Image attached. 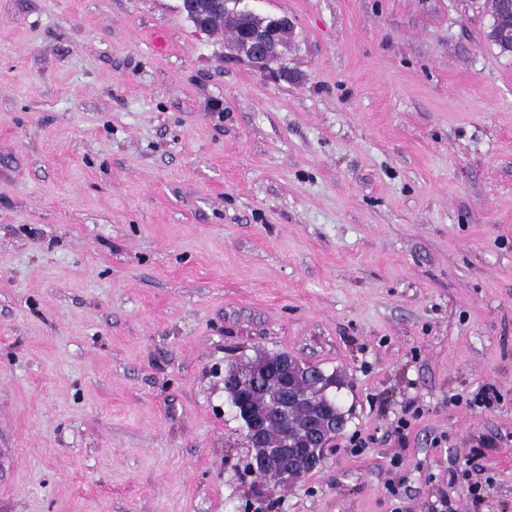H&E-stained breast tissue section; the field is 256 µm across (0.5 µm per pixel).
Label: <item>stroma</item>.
I'll use <instances>...</instances> for the list:
<instances>
[{"label":"stroma","mask_w":512,"mask_h":512,"mask_svg":"<svg viewBox=\"0 0 512 512\" xmlns=\"http://www.w3.org/2000/svg\"><path fill=\"white\" fill-rule=\"evenodd\" d=\"M245 2L293 20L291 80L181 0H0V512H512L488 0ZM278 353L337 374L346 426L258 486L224 371Z\"/></svg>","instance_id":"obj_1"}]
</instances>
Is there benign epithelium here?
Segmentation results:
<instances>
[{
	"mask_svg": "<svg viewBox=\"0 0 512 512\" xmlns=\"http://www.w3.org/2000/svg\"><path fill=\"white\" fill-rule=\"evenodd\" d=\"M242 3L237 0L239 8L231 11L224 0H182V10L205 31L215 18L223 19L241 44L238 57L273 81L288 80V67L282 62L272 67L270 62L282 58L292 20L261 16L240 7ZM322 375L320 368L288 355L269 357L251 373H225V391L239 396L237 416L254 449L248 471L257 481L293 483L321 468L324 450L336 437V398L328 395V387L318 388Z\"/></svg>",
	"mask_w": 512,
	"mask_h": 512,
	"instance_id": "7a95c632",
	"label": "benign epithelium"
}]
</instances>
